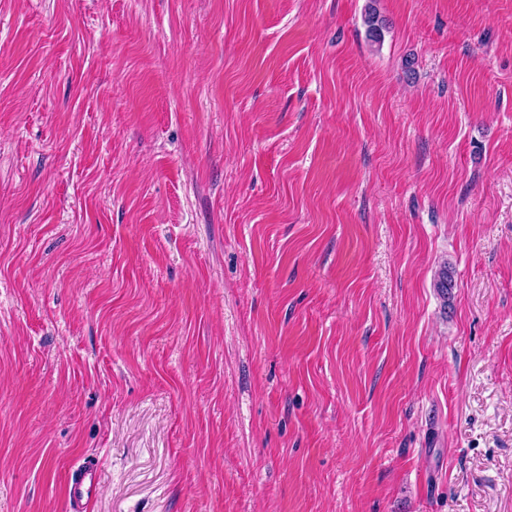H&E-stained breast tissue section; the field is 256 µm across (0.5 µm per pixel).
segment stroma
Returning <instances> with one entry per match:
<instances>
[{
  "mask_svg": "<svg viewBox=\"0 0 512 512\" xmlns=\"http://www.w3.org/2000/svg\"><path fill=\"white\" fill-rule=\"evenodd\" d=\"M87 458L93 512H512V0H0V512Z\"/></svg>",
  "mask_w": 512,
  "mask_h": 512,
  "instance_id": "stroma-1",
  "label": "stroma"
}]
</instances>
